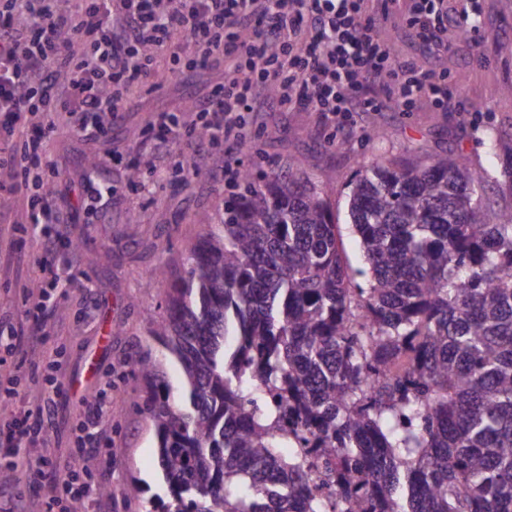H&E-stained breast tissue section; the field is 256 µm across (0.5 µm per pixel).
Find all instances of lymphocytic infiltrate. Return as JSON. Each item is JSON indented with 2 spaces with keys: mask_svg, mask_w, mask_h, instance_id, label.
I'll list each match as a JSON object with an SVG mask.
<instances>
[{
  "mask_svg": "<svg viewBox=\"0 0 512 512\" xmlns=\"http://www.w3.org/2000/svg\"><path fill=\"white\" fill-rule=\"evenodd\" d=\"M393 2L376 0L372 12L367 0H0V174L11 190L23 191L25 212L21 220L0 212V252L21 254L27 233L38 234L33 263L43 276L38 292L24 297L32 328L10 327L0 350L16 358L44 343L35 327L51 318L50 293L61 282L53 266L63 243L54 231L56 183L38 173L52 133H103L134 88L160 77L162 59L172 75L224 69L223 84L196 105L197 122L163 113L149 127L164 144L196 142L189 173L202 168L211 145L243 146L252 112L308 103L333 122L387 104L408 112L422 98L444 105L447 82L400 60L377 32ZM404 20L419 40L444 51L456 34L481 28L472 0H459L452 13L444 0H409ZM374 87L384 98L367 96ZM18 394L14 379H0V454L42 483L41 512L64 502L84 506L92 489L80 483L78 465L95 451L103 393L83 400V434L67 466L45 454L14 457L20 445L44 441L43 418L52 412L48 404L15 412Z\"/></svg>",
  "mask_w": 512,
  "mask_h": 512,
  "instance_id": "obj_1",
  "label": "lymphocytic infiltrate"
}]
</instances>
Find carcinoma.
Wrapping results in <instances>:
<instances>
[{
  "label": "carcinoma",
  "instance_id": "obj_1",
  "mask_svg": "<svg viewBox=\"0 0 512 512\" xmlns=\"http://www.w3.org/2000/svg\"><path fill=\"white\" fill-rule=\"evenodd\" d=\"M487 179L454 152L366 165L353 288L315 186L246 177L154 328L181 401L136 363L167 512H512V211L487 219Z\"/></svg>",
  "mask_w": 512,
  "mask_h": 512
}]
</instances>
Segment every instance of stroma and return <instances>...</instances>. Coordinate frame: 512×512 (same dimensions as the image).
<instances>
[{
    "label": "stroma",
    "mask_w": 512,
    "mask_h": 512,
    "mask_svg": "<svg viewBox=\"0 0 512 512\" xmlns=\"http://www.w3.org/2000/svg\"><path fill=\"white\" fill-rule=\"evenodd\" d=\"M407 5L398 0L378 31L399 59L419 61L445 77L453 91L445 107L420 100L409 112H361L336 126L307 108L261 112L248 124L245 147L218 146L198 174L153 183L152 167L188 162L194 145L185 140L162 146L138 135L159 112L195 122V103L224 80L223 68L208 67L168 78L156 90L134 91L107 136L63 129L52 135L48 159L58 185V229L73 244L58 250L56 265L71 281L54 299L43 352L28 355L21 366L6 361L0 374L20 381L15 406L28 409L47 398L32 364L45 353L58 360L70 390L54 405L45 450L64 459L81 434V398L96 390L105 394L108 415L99 435L112 444L111 460L95 463L89 479L98 489L85 512H154L169 499L155 430L140 408L145 385L133 366L145 356L161 362L172 396H179L180 369L152 328L165 315L171 282L185 275L205 225L222 221L233 194L224 182L226 158L256 172L292 171L312 180L331 208L340 250L353 271L364 262L348 201L371 161L462 154L472 168L489 173L484 197L490 211L512 210V50L506 48L512 43V0H479L480 34L459 35L445 52L432 50L405 27ZM134 170L139 179L133 184ZM93 182L112 193L90 213L77 195ZM39 285L38 270L0 264V324L21 322L22 291ZM133 484L139 487L134 496L128 493Z\"/></svg>",
    "instance_id": "1"
}]
</instances>
